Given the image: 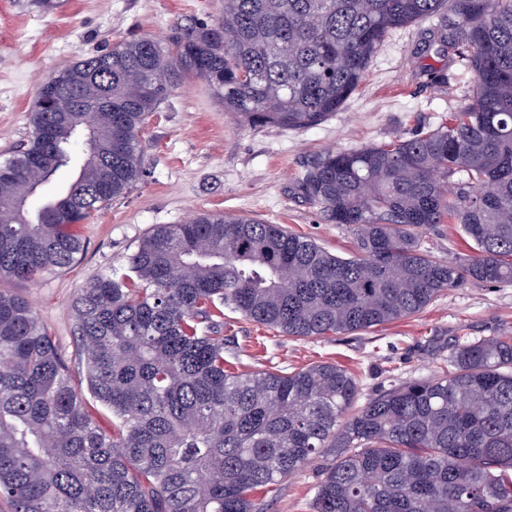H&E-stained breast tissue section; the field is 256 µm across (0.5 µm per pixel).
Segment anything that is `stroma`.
I'll list each match as a JSON object with an SVG mask.
<instances>
[{"instance_id":"35a3bbf8","label":"stroma","mask_w":512,"mask_h":512,"mask_svg":"<svg viewBox=\"0 0 512 512\" xmlns=\"http://www.w3.org/2000/svg\"><path fill=\"white\" fill-rule=\"evenodd\" d=\"M0 9V162L31 130L30 116L46 80L105 45L151 38L168 43L185 27L213 21L224 0H61L45 13L33 0H4ZM447 11L389 32L361 85L325 121L304 129L251 126L227 112L205 81L184 79L144 127V177L124 197L81 226L86 248L71 267L34 281L0 277V290L28 300L55 337L70 368L78 366L74 298L94 278L125 271L139 239L160 224L223 212L278 224L348 257L353 231L327 221L299 192V175L326 151L349 152L436 129L457 111L473 73L449 54L442 37ZM420 246L439 259L470 255L457 224L422 230ZM512 334V286L465 282L447 289L420 314L352 334L287 336L224 312V358L232 370L292 371L339 365L366 403L413 378L438 373L462 336ZM331 462L316 457L267 496L264 512H312L318 483Z\"/></svg>"}]
</instances>
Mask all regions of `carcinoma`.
Returning a JSON list of instances; mask_svg holds the SVG:
<instances>
[{
  "label": "carcinoma",
  "mask_w": 512,
  "mask_h": 512,
  "mask_svg": "<svg viewBox=\"0 0 512 512\" xmlns=\"http://www.w3.org/2000/svg\"><path fill=\"white\" fill-rule=\"evenodd\" d=\"M448 9L471 95L436 129L326 152L303 197L355 231L357 254L220 212L160 224L127 272L72 305L74 382L24 298L0 291V497L11 512H263L256 498L332 456L313 512H512V336L457 342L441 373L354 409L335 364L224 367V306L288 336L360 332L418 314L466 280L512 284V0H224L168 45L115 43L42 86L31 134L0 165V276L34 280L85 251L77 226L144 176L139 134L179 85L204 80L253 126L338 111L387 33ZM36 212L28 198L73 161ZM450 216L473 254L419 246ZM112 415V433L87 404Z\"/></svg>",
  "instance_id": "1"
}]
</instances>
